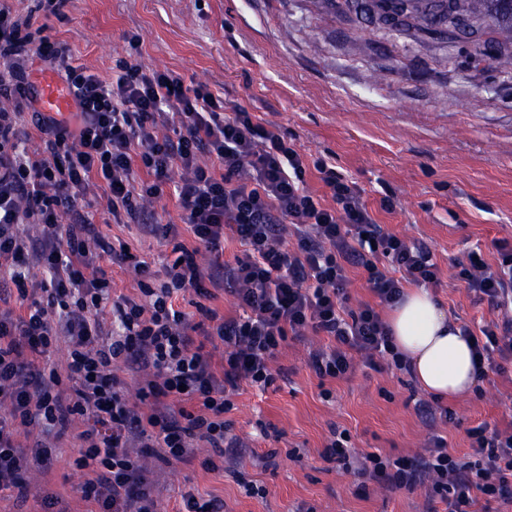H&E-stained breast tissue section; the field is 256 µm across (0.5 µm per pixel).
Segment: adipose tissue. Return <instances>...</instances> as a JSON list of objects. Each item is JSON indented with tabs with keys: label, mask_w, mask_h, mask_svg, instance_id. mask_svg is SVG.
Here are the masks:
<instances>
[{
	"label": "adipose tissue",
	"mask_w": 512,
	"mask_h": 512,
	"mask_svg": "<svg viewBox=\"0 0 512 512\" xmlns=\"http://www.w3.org/2000/svg\"><path fill=\"white\" fill-rule=\"evenodd\" d=\"M387 320L400 350L411 360L412 375L440 398L469 393L477 381L470 347L430 291L407 290Z\"/></svg>",
	"instance_id": "ef3b65f1"
}]
</instances>
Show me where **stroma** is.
I'll return each instance as SVG.
<instances>
[{
	"label": "stroma",
	"mask_w": 512,
	"mask_h": 512,
	"mask_svg": "<svg viewBox=\"0 0 512 512\" xmlns=\"http://www.w3.org/2000/svg\"><path fill=\"white\" fill-rule=\"evenodd\" d=\"M17 17L48 24L69 41L76 64L111 79L112 62L140 35L142 62L207 85L258 119L280 126L306 156H328L355 181L389 232L430 243L441 283L432 293L457 326L491 319L473 303L457 266L470 251L492 257L512 241V72L475 54L470 44L410 36L378 25L346 0H70L44 17L34 0H0ZM395 212L380 211L385 192ZM108 239L134 243L153 270L175 257L173 238L134 224H104ZM326 337L288 339L274 361V384H242L226 418L242 451L208 471L207 451L183 460L137 449L161 512H177L185 494L224 502V512H427L424 488L359 493L356 477L321 452L332 429L347 430L354 454L424 455L441 435L456 456L468 432L512 416V379L488 372L480 392L446 400L454 420L430 430L415 404L426 398L408 373L357 364L340 379L308 365ZM47 469L26 474V500L0 490V512H42L44 492L67 512H95L78 486L72 436L50 439ZM264 490L249 495L245 484Z\"/></svg>",
	"instance_id": "1"
}]
</instances>
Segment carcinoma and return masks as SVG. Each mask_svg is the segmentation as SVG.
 <instances>
[{
  "mask_svg": "<svg viewBox=\"0 0 512 512\" xmlns=\"http://www.w3.org/2000/svg\"><path fill=\"white\" fill-rule=\"evenodd\" d=\"M355 10H375L387 25L429 35L474 42L476 51L489 56L497 66L512 70V0H381L374 4L353 3ZM490 21L503 36L492 44L481 41L480 22Z\"/></svg>",
  "mask_w": 512,
  "mask_h": 512,
  "instance_id": "carcinoma-1",
  "label": "carcinoma"
}]
</instances>
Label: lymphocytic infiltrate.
<instances>
[{
    "label": "lymphocytic infiltrate",
    "instance_id": "lymphocytic-infiltrate-1",
    "mask_svg": "<svg viewBox=\"0 0 512 512\" xmlns=\"http://www.w3.org/2000/svg\"><path fill=\"white\" fill-rule=\"evenodd\" d=\"M39 60L69 88L72 112L38 109L29 75ZM0 96L11 101L0 107V300L24 307L20 314L0 311V406L8 410L0 416V490L14 488L26 498L24 474L51 459L41 441L20 446L19 427L70 432L76 463L90 472L79 490L98 512H157L131 443L174 459L199 445L210 451L204 469L215 470L238 445L225 418L232 395L244 382L271 386L272 363L291 336L328 339L309 353L323 379L351 373L356 353L371 366L386 356L396 369L410 370L382 312L402 302L405 285L439 284L432 248L425 239L386 231L356 184L328 159H306L280 127L257 121L206 85L147 68L136 51L117 58L111 80H103L74 65L67 41L2 8ZM34 135L40 149L18 154ZM204 155L209 163H201ZM311 170L324 194L309 187ZM169 183L179 190L181 222L152 224L143 202ZM95 212L177 238L178 259L163 273L152 271L129 244L99 239ZM27 224L40 225V236H26ZM229 236L245 248L231 261L223 258ZM203 248L216 256L206 269L196 261ZM494 249V261L472 258L457 273L475 301L502 313L473 343L480 379L512 364V241H495ZM102 261L132 275L149 304L113 296L107 275L87 278L86 270ZM33 266L49 274L37 292L27 283ZM354 269L365 273L375 303L351 304ZM188 289L202 299L192 315L175 306ZM221 293L232 295L244 315L209 307ZM106 300L108 324L98 316ZM204 325L223 343L221 358L197 345L194 334ZM61 343L65 371L47 372L44 361ZM117 365L150 370L136 399L114 375ZM82 417L111 422V436L76 430ZM469 435L471 451L462 457L439 437L427 455L392 458L353 456L346 433L336 432L323 457L352 470L363 491L426 487L429 512H472L482 500L512 505V421L484 423Z\"/></svg>",
    "mask_w": 512,
    "mask_h": 512
}]
</instances>
